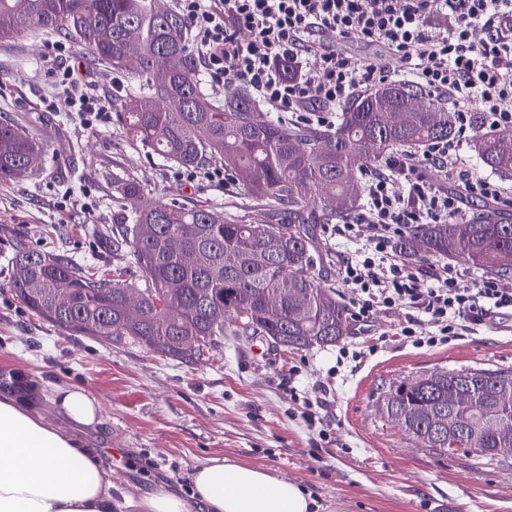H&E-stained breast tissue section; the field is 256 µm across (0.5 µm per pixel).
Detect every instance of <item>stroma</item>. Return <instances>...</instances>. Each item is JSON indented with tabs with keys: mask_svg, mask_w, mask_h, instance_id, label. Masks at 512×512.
I'll use <instances>...</instances> for the list:
<instances>
[{
	"mask_svg": "<svg viewBox=\"0 0 512 512\" xmlns=\"http://www.w3.org/2000/svg\"><path fill=\"white\" fill-rule=\"evenodd\" d=\"M56 39L34 32L0 40V121L20 124L44 146L29 177L0 186V388L19 374L38 385L39 409L52 423L54 386L96 395L103 424L86 437L124 490L162 481L187 488L198 464L224 456L297 481L319 512H512V459L479 464L462 454L436 455L379 402L390 385L425 371L512 369L510 315L449 344L417 348L393 336L402 312L381 311L369 331L353 330L344 340L353 350L376 345L358 360L341 357L335 346L289 351L261 336H227L187 363L128 340L64 333L17 300L9 260L20 240L134 277L112 246L130 211L115 182L134 179L153 198L192 205L244 201L223 165L188 172L132 141L114 115L88 125L69 111L54 76L59 64H82L106 97L114 93V73L88 62L75 43L66 59L56 58ZM308 402L322 428L303 419ZM322 429L329 443H321Z\"/></svg>",
	"mask_w": 512,
	"mask_h": 512,
	"instance_id": "stroma-1",
	"label": "stroma"
}]
</instances>
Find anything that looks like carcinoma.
Masks as SVG:
<instances>
[{"instance_id": "obj_1", "label": "carcinoma", "mask_w": 512, "mask_h": 512, "mask_svg": "<svg viewBox=\"0 0 512 512\" xmlns=\"http://www.w3.org/2000/svg\"><path fill=\"white\" fill-rule=\"evenodd\" d=\"M190 22L154 0H0V40L30 31H52L79 44L94 62L127 72L140 68L112 112L127 135L166 161L197 169L225 166L231 181L263 214L253 221L244 206L234 212L187 206L176 198L148 199L136 180L117 185L133 205L132 224L116 247L138 278L116 279L80 267L67 256L45 255L21 244L11 261L10 288L39 317L64 332L104 342L130 339L185 361L225 336L281 340L290 350L333 346L350 335L348 308L315 270L320 230L355 215L361 203L356 172L369 171L391 151L427 147L455 137L448 102L410 81H388L355 96L335 125L286 121L260 109L252 93L232 88L224 97L208 92L200 60L189 40ZM164 69L160 85L153 73ZM410 97L425 111L410 125L395 110ZM512 129L478 133L471 147L482 166L512 174ZM42 151L11 122H0V185L24 180L29 157ZM153 226L150 236L140 227ZM410 260L427 256L507 277L512 274V220L479 213L453 224H417L397 242ZM144 295L127 308L126 291ZM419 389L395 383L382 408L398 426L438 455L448 441L476 459L512 458V370H445L424 373ZM473 391L481 411L459 420L467 434L448 427V392Z\"/></svg>"}]
</instances>
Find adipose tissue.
I'll use <instances>...</instances> for the list:
<instances>
[{"label":"adipose tissue","instance_id":"obj_1","mask_svg":"<svg viewBox=\"0 0 512 512\" xmlns=\"http://www.w3.org/2000/svg\"><path fill=\"white\" fill-rule=\"evenodd\" d=\"M52 401L70 429L45 425L27 391L0 394V512H317L311 493L269 470L207 458L182 492L166 484L115 498L112 473L83 438L101 422V403L79 386Z\"/></svg>","mask_w":512,"mask_h":512}]
</instances>
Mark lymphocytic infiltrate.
Masks as SVG:
<instances>
[{
  "label": "lymphocytic infiltrate",
  "instance_id": "f902f5d3",
  "mask_svg": "<svg viewBox=\"0 0 512 512\" xmlns=\"http://www.w3.org/2000/svg\"><path fill=\"white\" fill-rule=\"evenodd\" d=\"M176 8L191 23L212 82L246 86L272 111L330 126L355 94L395 75L446 98L457 137L420 157H387L365 184L360 214L327 227L330 238L361 244L340 268L353 292L351 317L366 328L377 311L403 310L397 341L431 347L512 314V289L497 278L470 277L448 263L427 269L395 248L411 225L463 220L467 202L512 208V191L482 177L465 151L475 129L512 127V0H176ZM345 42L381 53L361 60L342 50ZM390 59L397 71L387 68ZM286 60L296 79L282 77ZM57 81L86 122L110 110L111 99L74 69L58 70ZM429 166L443 183L428 177ZM399 179L405 192L394 190Z\"/></svg>",
  "mask_w": 512,
  "mask_h": 512
}]
</instances>
